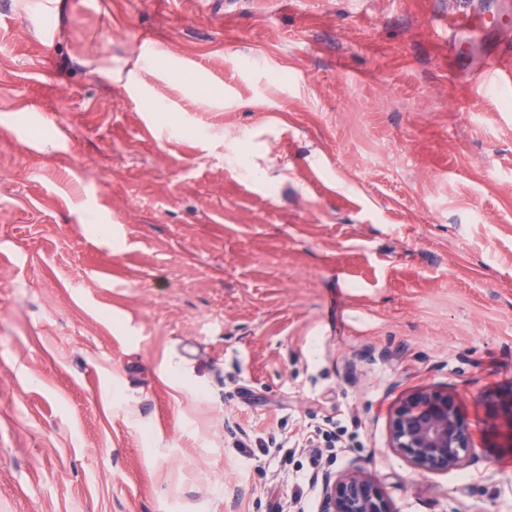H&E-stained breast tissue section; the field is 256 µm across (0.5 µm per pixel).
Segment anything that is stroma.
I'll list each match as a JSON object with an SVG mask.
<instances>
[{
    "mask_svg": "<svg viewBox=\"0 0 512 512\" xmlns=\"http://www.w3.org/2000/svg\"><path fill=\"white\" fill-rule=\"evenodd\" d=\"M463 7L0 0V512H320L348 470L512 512V84L452 67ZM426 386L479 462L390 448ZM487 406L490 409L491 415L495 417V423L498 425L497 428L500 431H506L508 444L507 447L502 448H510L512 454V400L510 406L505 409H501L494 399H489Z\"/></svg>",
    "mask_w": 512,
    "mask_h": 512,
    "instance_id": "obj_1",
    "label": "stroma"
}]
</instances>
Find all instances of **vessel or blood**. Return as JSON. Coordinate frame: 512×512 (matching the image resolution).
Instances as JSON below:
<instances>
[{
	"instance_id": "b4317fda",
	"label": "vessel or blood",
	"mask_w": 512,
	"mask_h": 512,
	"mask_svg": "<svg viewBox=\"0 0 512 512\" xmlns=\"http://www.w3.org/2000/svg\"><path fill=\"white\" fill-rule=\"evenodd\" d=\"M512 23V0H502L493 10L475 5L449 17L448 28L453 34L450 57L455 65L472 73L471 84L486 90H498L504 81L497 66L479 51L480 39L490 30Z\"/></svg>"
}]
</instances>
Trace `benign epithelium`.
<instances>
[{
    "label": "benign epithelium",
    "instance_id": "obj_1",
    "mask_svg": "<svg viewBox=\"0 0 512 512\" xmlns=\"http://www.w3.org/2000/svg\"><path fill=\"white\" fill-rule=\"evenodd\" d=\"M488 408L512 449V405L503 409L490 399ZM389 436L390 448L419 472L458 469L476 458L469 424L443 389L425 387L403 399L390 414ZM321 485V512H391L377 484L358 473L326 472Z\"/></svg>",
    "mask_w": 512,
    "mask_h": 512
}]
</instances>
